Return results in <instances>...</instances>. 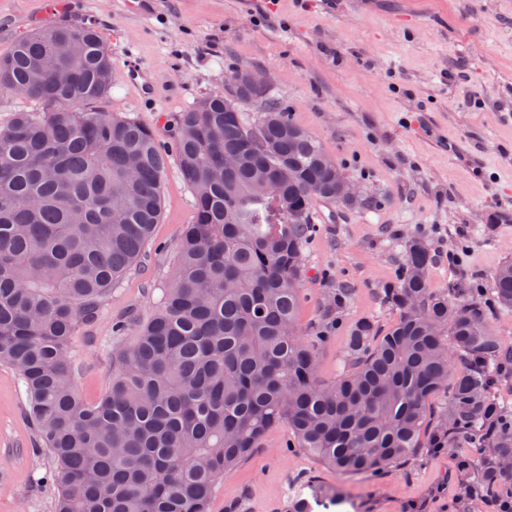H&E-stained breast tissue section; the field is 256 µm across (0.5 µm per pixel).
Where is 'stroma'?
<instances>
[{"mask_svg":"<svg viewBox=\"0 0 512 512\" xmlns=\"http://www.w3.org/2000/svg\"><path fill=\"white\" fill-rule=\"evenodd\" d=\"M96 24L112 54L100 107L151 125L173 150L180 112L224 92L248 68L268 74L270 97L315 137L366 206H311L298 314L302 333L327 329L317 375L334 381L350 327L399 319L384 301L406 241L421 236L428 282L453 303L490 288L512 261V0H0V57L26 32ZM133 52L154 81L132 84ZM194 195L177 166L162 184V214L139 262L74 342L76 385L95 403L112 380L119 320H145L169 280ZM350 289L344 305L336 291ZM287 423L219 479L210 512H286L309 484L342 492L330 512H467L462 451L421 454L378 481L342 477L293 448ZM18 374L0 365V512H52L44 462Z\"/></svg>","mask_w":512,"mask_h":512,"instance_id":"stroma-1","label":"stroma"}]
</instances>
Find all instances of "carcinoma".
Returning <instances> with one entry per match:
<instances>
[{
    "label": "carcinoma",
    "instance_id": "cac0c4a2",
    "mask_svg": "<svg viewBox=\"0 0 512 512\" xmlns=\"http://www.w3.org/2000/svg\"><path fill=\"white\" fill-rule=\"evenodd\" d=\"M111 73L91 24L30 32L0 58V89L44 106L0 129V364L25 387L54 512H208L218 480L284 421L295 447L373 479L463 441L468 494L512 499V405L496 393L512 370L490 327L512 308V261L492 275V297L475 289L450 319L448 296L428 288L429 249L411 239L384 290L399 320L357 322L343 371L322 383L326 336H303L297 310L310 204L336 200V163L262 86L229 92L264 103L257 125L210 95L180 114L171 155L151 126L98 108ZM172 159L193 221L133 342L112 328V381L90 405L75 390L73 340L159 223Z\"/></svg>",
    "mask_w": 512,
    "mask_h": 512
}]
</instances>
